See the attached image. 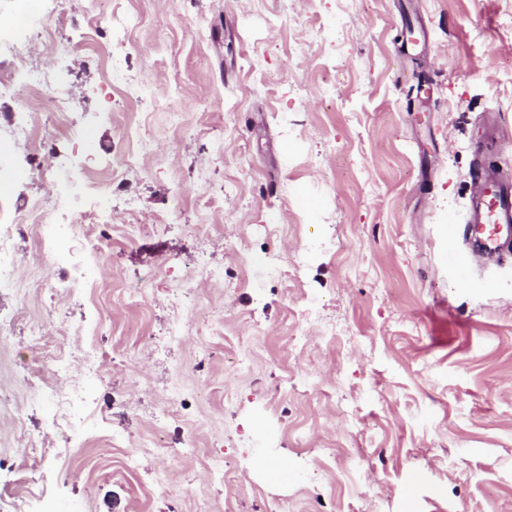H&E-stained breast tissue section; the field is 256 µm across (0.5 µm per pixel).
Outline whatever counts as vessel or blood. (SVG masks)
Segmentation results:
<instances>
[{
  "label": "vessel or blood",
  "instance_id": "vessel-or-blood-1",
  "mask_svg": "<svg viewBox=\"0 0 512 512\" xmlns=\"http://www.w3.org/2000/svg\"><path fill=\"white\" fill-rule=\"evenodd\" d=\"M467 224L477 246L489 253L501 238H512V186L478 170Z\"/></svg>",
  "mask_w": 512,
  "mask_h": 512
}]
</instances>
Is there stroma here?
Masks as SVG:
<instances>
[{
  "label": "stroma",
  "instance_id": "35a3bbf8",
  "mask_svg": "<svg viewBox=\"0 0 512 512\" xmlns=\"http://www.w3.org/2000/svg\"><path fill=\"white\" fill-rule=\"evenodd\" d=\"M41 5L63 14L74 50L33 63L87 132L59 134L52 153L101 162L112 235L46 256L36 234L0 226L16 280L0 320L19 323L0 346V398L48 443L27 457L0 414V512L23 479L28 512H194L189 475L229 512H512V245L484 262L465 232L476 163L512 170V0ZM28 96L22 78L0 96V201L21 213L62 189L16 134ZM130 129L154 143L131 163ZM133 219L145 230L130 240ZM199 250L224 280L196 277L185 340L159 352L168 295ZM33 265L90 271L100 288L30 287ZM42 313L58 353L103 355L87 440L26 404L51 377L24 328ZM301 335L311 344L290 349ZM174 383L179 413L154 424ZM130 452L167 482L124 470ZM215 453L235 485L210 480Z\"/></svg>",
  "mask_w": 512,
  "mask_h": 512
}]
</instances>
